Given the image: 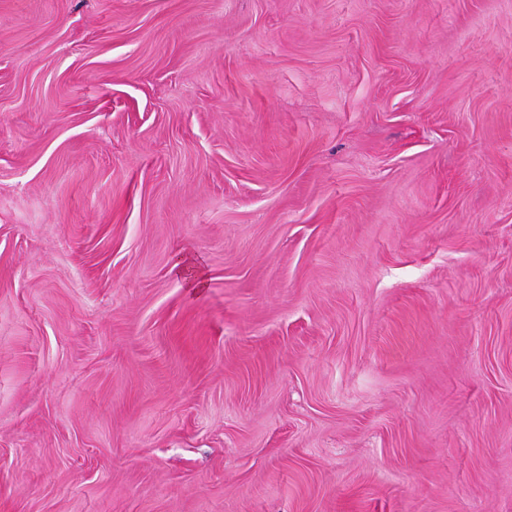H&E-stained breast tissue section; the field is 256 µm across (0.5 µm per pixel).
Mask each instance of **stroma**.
Segmentation results:
<instances>
[{"mask_svg": "<svg viewBox=\"0 0 512 512\" xmlns=\"http://www.w3.org/2000/svg\"><path fill=\"white\" fill-rule=\"evenodd\" d=\"M0 512H512V0H0Z\"/></svg>", "mask_w": 512, "mask_h": 512, "instance_id": "stroma-1", "label": "stroma"}]
</instances>
